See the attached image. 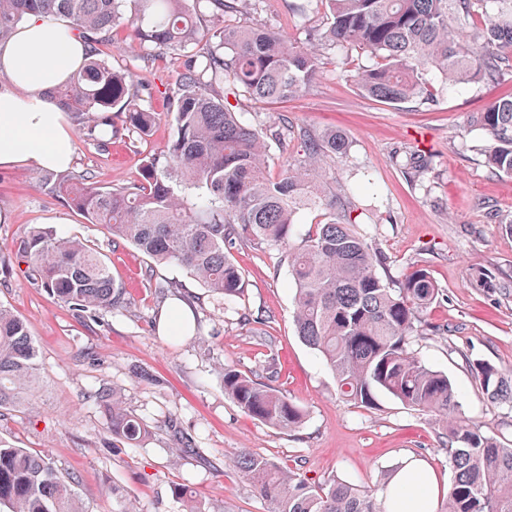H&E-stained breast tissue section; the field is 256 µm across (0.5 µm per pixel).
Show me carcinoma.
<instances>
[{
    "label": "carcinoma",
    "instance_id": "1",
    "mask_svg": "<svg viewBox=\"0 0 512 512\" xmlns=\"http://www.w3.org/2000/svg\"><path fill=\"white\" fill-rule=\"evenodd\" d=\"M241 0H0V41L32 14L62 18L88 40L83 67L52 91L98 146L123 134L150 133L157 113L148 107L152 84L112 65L105 49L118 24L130 27L146 56L179 49L181 72L168 91L173 137L145 158L142 181L127 187L60 178L53 191L112 242L135 246L160 265H175L227 311L244 297V281L227 247L266 245L288 250L298 336L324 359L342 399L358 407L383 393L433 420L448 450L452 479L437 512H512V440L484 434L460 409L448 375L413 349L423 335L424 311L441 289L424 267L396 288L386 263L353 229L350 212L321 181L325 156L342 157L349 143L330 132L297 133L300 153L276 178L264 162L265 138L288 139V120L264 132L242 122L224 102V88H240L259 102L286 100L320 68L319 55L272 26L239 19ZM331 16L323 39L357 48L372 64L354 75L360 90L386 104L433 100L429 73L452 83L490 84L512 78V0H320ZM211 18L202 27L200 19ZM199 50H194L195 46ZM124 114L123 127L112 112ZM469 123L491 145L486 164L512 178V96L473 112ZM326 211L325 221L299 242L293 227L304 210ZM18 255L34 284L77 316L97 317L124 307L123 285L90 245L52 227H34ZM476 388L512 410V371L466 361ZM224 394L263 424L292 431L305 410L275 386L231 366H218ZM39 351L25 321L0 308V413L29 405L41 389ZM112 438L140 445L153 427L132 413L123 395L96 390ZM233 466L268 503V512H383L370 489L340 479L314 485L271 460L243 453ZM184 512H210L205 501L180 492ZM0 512H87L74 482L50 459L0 440Z\"/></svg>",
    "mask_w": 512,
    "mask_h": 512
}]
</instances>
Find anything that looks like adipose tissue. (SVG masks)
Segmentation results:
<instances>
[{
	"instance_id": "obj_1",
	"label": "adipose tissue",
	"mask_w": 512,
	"mask_h": 512,
	"mask_svg": "<svg viewBox=\"0 0 512 512\" xmlns=\"http://www.w3.org/2000/svg\"><path fill=\"white\" fill-rule=\"evenodd\" d=\"M82 37L66 21L32 15L0 43V168L27 165L63 172L73 163L71 129L49 98L85 59ZM413 487L410 496L400 488ZM440 484L436 473L418 461L406 462L384 494L385 512H433Z\"/></svg>"
}]
</instances>
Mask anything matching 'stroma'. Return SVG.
Masks as SVG:
<instances>
[{
    "instance_id": "stroma-1",
    "label": "stroma",
    "mask_w": 512,
    "mask_h": 512,
    "mask_svg": "<svg viewBox=\"0 0 512 512\" xmlns=\"http://www.w3.org/2000/svg\"><path fill=\"white\" fill-rule=\"evenodd\" d=\"M300 2L249 0L242 10L249 23L279 27L304 42L309 32L327 29L330 15L319 4L299 12ZM113 41V65L157 86L151 105L159 118L148 136L118 137L104 151L75 137L71 172L119 187L137 182L143 158L162 150L173 134L165 91L175 84L181 58L171 50L137 57L123 26L115 28ZM342 55L344 74L336 67ZM368 63L354 48L324 51L315 79L288 103L261 105L243 93L236 110L249 124L282 115L313 134L335 130L348 139L347 155L324 165L327 185L347 203L356 229L385 256L392 280L422 266L444 294L426 315L432 331L418 338L416 352L448 374L466 417L485 434L511 440L512 410L483 399L467 365L478 359L512 370V179L489 171V138L468 121L497 93L435 75L434 103L390 106L357 88L351 73ZM413 152L426 157L425 171L406 166ZM46 177L29 166L0 169V212L10 215L0 222V307L27 323L48 381L35 405L0 417V439L75 476L90 512H119L126 502L137 512H183L177 495L183 487L195 490L212 512H267L264 500L227 463L241 450L312 483L336 477L362 487L379 484L383 474L417 458L448 486V455L428 416L384 394L371 408L337 395L330 371L296 333L285 249L231 248L245 297L221 312L183 268L155 266L132 245H113L101 226L87 223L51 192ZM36 226L95 244L113 277L125 283L126 306L82 319L34 285L15 249ZM484 274L495 278L494 288L481 283ZM165 282L175 283V290L161 292ZM178 298L194 309L198 344L157 328L167 304ZM219 359L258 379L272 377L277 389L305 408L304 425L281 430L244 414L224 394ZM136 367L152 373L156 384L133 381ZM99 387L121 391L130 410L150 422L175 417L192 437L195 454H183L163 428L136 448L113 440L87 396Z\"/></svg>"
}]
</instances>
